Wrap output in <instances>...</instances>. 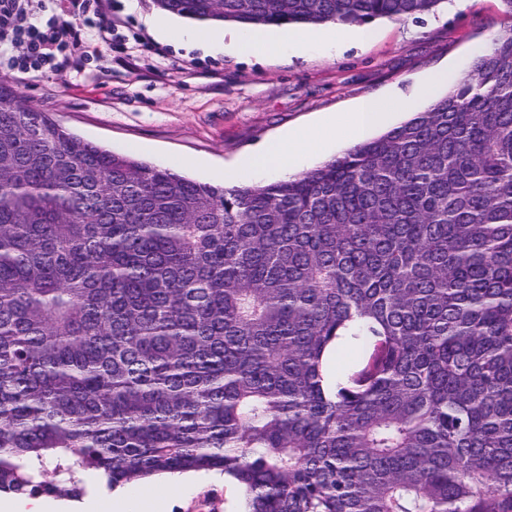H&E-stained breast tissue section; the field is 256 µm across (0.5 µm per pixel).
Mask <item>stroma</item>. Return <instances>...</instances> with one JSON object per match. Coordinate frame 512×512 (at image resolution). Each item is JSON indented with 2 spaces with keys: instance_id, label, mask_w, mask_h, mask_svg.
Returning a JSON list of instances; mask_svg holds the SVG:
<instances>
[{
  "instance_id": "obj_1",
  "label": "stroma",
  "mask_w": 512,
  "mask_h": 512,
  "mask_svg": "<svg viewBox=\"0 0 512 512\" xmlns=\"http://www.w3.org/2000/svg\"><path fill=\"white\" fill-rule=\"evenodd\" d=\"M154 0H101L82 18L85 46L65 45L54 64L15 79L24 100L63 128L127 154L214 185L279 181L276 171L243 177L231 170L260 145L287 132L345 118L369 99L412 102L388 122L422 111L415 90L445 69L469 70L512 25L499 0H445L421 20L378 19L351 26L333 45L310 41L266 60L207 53L164 42L145 22ZM111 29V40L99 36ZM240 493L207 474L167 499L166 512H240Z\"/></svg>"
}]
</instances>
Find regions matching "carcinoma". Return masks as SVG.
<instances>
[{"instance_id":"obj_1","label":"carcinoma","mask_w":512,"mask_h":512,"mask_svg":"<svg viewBox=\"0 0 512 512\" xmlns=\"http://www.w3.org/2000/svg\"><path fill=\"white\" fill-rule=\"evenodd\" d=\"M203 23L445 0H154ZM233 477L244 512H512V25L428 108L245 187L0 83V492ZM354 145L347 144L340 138H323L320 144L302 159L299 172L311 170Z\"/></svg>"}]
</instances>
